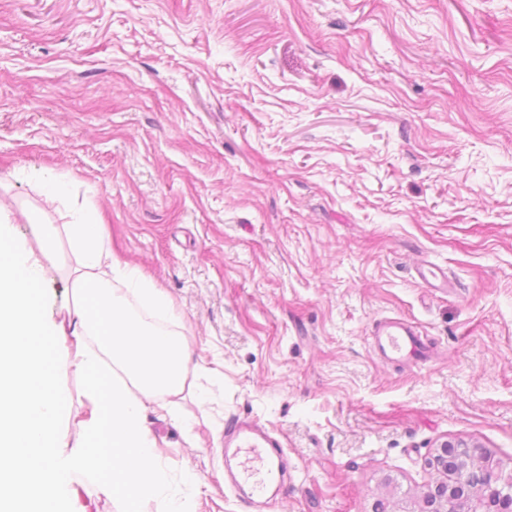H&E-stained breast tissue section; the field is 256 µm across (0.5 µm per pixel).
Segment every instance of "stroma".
Wrapping results in <instances>:
<instances>
[{"label":"stroma","instance_id":"obj_1","mask_svg":"<svg viewBox=\"0 0 512 512\" xmlns=\"http://www.w3.org/2000/svg\"><path fill=\"white\" fill-rule=\"evenodd\" d=\"M0 203L95 209L171 298L189 373L146 416L190 512H415L446 440L512 468V0H0ZM383 318L431 361L381 360ZM235 418L280 444L260 509ZM224 436V456L229 455L233 458L239 457L242 449L249 448L262 459L261 452H264L266 467L262 473L259 482H249L251 478L248 473L242 470H236L233 474L232 482L235 486L243 488L246 485L249 488V498L253 502H258L264 498L269 487L282 478V467L279 456H274L273 452L267 448H278V442L261 426L247 421L233 420L226 424Z\"/></svg>","mask_w":512,"mask_h":512}]
</instances>
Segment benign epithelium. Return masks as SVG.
Returning <instances> with one entry per match:
<instances>
[{
    "mask_svg": "<svg viewBox=\"0 0 512 512\" xmlns=\"http://www.w3.org/2000/svg\"><path fill=\"white\" fill-rule=\"evenodd\" d=\"M450 459L471 473L470 482L448 477ZM431 468L437 478L422 493L417 512H512V470L503 471L490 452L445 441L436 448Z\"/></svg>",
    "mask_w": 512,
    "mask_h": 512,
    "instance_id": "obj_1",
    "label": "benign epithelium"
}]
</instances>
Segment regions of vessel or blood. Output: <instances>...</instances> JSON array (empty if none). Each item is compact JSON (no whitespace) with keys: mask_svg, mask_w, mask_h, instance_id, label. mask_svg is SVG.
<instances>
[{"mask_svg":"<svg viewBox=\"0 0 512 512\" xmlns=\"http://www.w3.org/2000/svg\"><path fill=\"white\" fill-rule=\"evenodd\" d=\"M373 349L387 361L424 362L431 358L432 352L420 333L408 321L388 318L380 322L373 332ZM276 440L261 426L247 421L234 420L227 423L224 436V453L239 457L242 449H251L254 453L264 454L266 467L260 481H250L246 471L238 470L233 474L235 486H248L249 498L260 501L269 487L282 478L280 460L272 449Z\"/></svg>","mask_w":512,"mask_h":512,"instance_id":"vessel-or-blood-1","label":"vessel or blood"}]
</instances>
